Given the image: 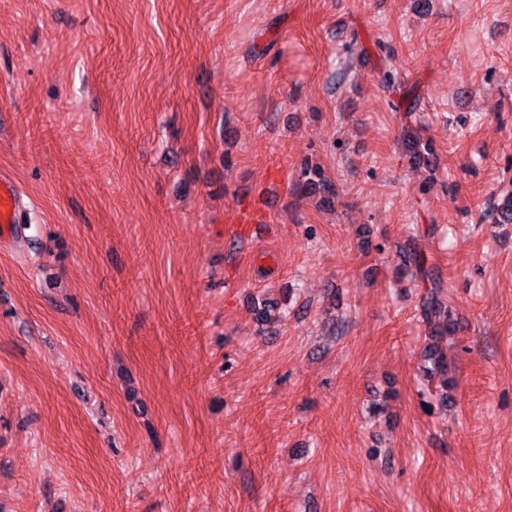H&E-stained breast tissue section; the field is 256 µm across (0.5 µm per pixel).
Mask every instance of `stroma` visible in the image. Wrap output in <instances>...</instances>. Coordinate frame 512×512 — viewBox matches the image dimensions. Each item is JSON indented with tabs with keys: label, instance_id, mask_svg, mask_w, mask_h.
I'll return each instance as SVG.
<instances>
[{
	"label": "stroma",
	"instance_id": "obj_1",
	"mask_svg": "<svg viewBox=\"0 0 512 512\" xmlns=\"http://www.w3.org/2000/svg\"><path fill=\"white\" fill-rule=\"evenodd\" d=\"M2 171L0 512H512V0H0ZM19 196L18 186L6 175H0V234L8 237L13 227L19 224ZM488 217H491L493 224L512 223V192L502 195L497 200H490ZM407 262V268L414 266L415 275L429 283L428 292L422 296L419 304L421 317L429 329V336H425V341L428 342L423 349V356L432 363L427 372L442 377L445 393L442 394L441 401L444 402L448 399V386L452 379L448 377V357L439 346L440 343L451 345L450 336L456 331L452 312L442 300L440 280L434 276L432 270L425 268L420 256L414 253Z\"/></svg>",
	"mask_w": 512,
	"mask_h": 512
}]
</instances>
